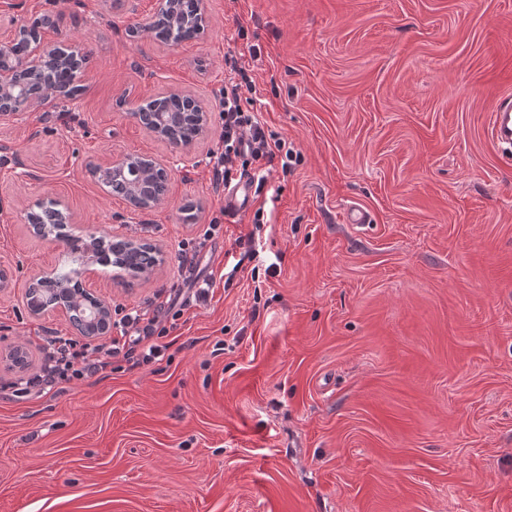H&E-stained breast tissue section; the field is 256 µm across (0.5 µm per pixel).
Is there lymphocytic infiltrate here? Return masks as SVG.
<instances>
[{
    "label": "lymphocytic infiltrate",
    "mask_w": 512,
    "mask_h": 512,
    "mask_svg": "<svg viewBox=\"0 0 512 512\" xmlns=\"http://www.w3.org/2000/svg\"><path fill=\"white\" fill-rule=\"evenodd\" d=\"M225 65L228 75L219 101L222 126L218 147L209 154L213 184L220 191L246 180L259 193L270 170L278 164L289 167L294 154L268 129L256 110V85L235 50L227 51ZM220 213V218L207 224L202 237L181 242L180 284L163 289L161 298L150 302L148 308L130 310L113 321L116 334L109 341L93 344L60 336L51 338L39 372L14 382V396L38 397L60 385L105 373L119 356L134 366L163 357L169 328L176 326L190 303L203 304L208 299L211 282L203 278L198 267L199 254L208 241L223 232L221 217L233 215L226 207Z\"/></svg>",
    "instance_id": "lymphocytic-infiltrate-1"
}]
</instances>
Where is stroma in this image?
<instances>
[{"label": "stroma", "mask_w": 512, "mask_h": 512, "mask_svg": "<svg viewBox=\"0 0 512 512\" xmlns=\"http://www.w3.org/2000/svg\"><path fill=\"white\" fill-rule=\"evenodd\" d=\"M156 8L0 0V43L49 13L45 40L90 56L57 104L76 122L0 119V512H512V153L489 135L512 96V0H207V30L180 44L146 32ZM252 46L256 108L300 156L268 175L263 224L225 225L202 262L213 296L170 330L169 359L13 397L73 335L27 309L33 277L72 262L24 212L60 198L67 233L160 249L130 288L91 264L113 308L171 287L179 243L224 204L206 164L224 54ZM173 91L210 117L187 151L133 116ZM123 154L166 167L155 207L92 175ZM352 206L370 224L344 223Z\"/></svg>", "instance_id": "35a3bbf8"}]
</instances>
